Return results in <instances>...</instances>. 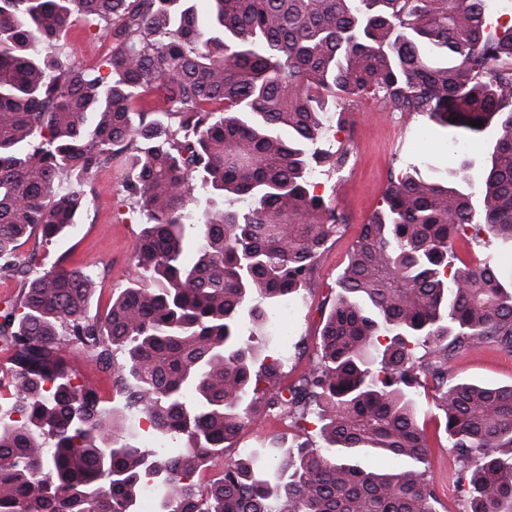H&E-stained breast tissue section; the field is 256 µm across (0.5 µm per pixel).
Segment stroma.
<instances>
[{"label":"stroma","instance_id":"1","mask_svg":"<svg viewBox=\"0 0 512 512\" xmlns=\"http://www.w3.org/2000/svg\"><path fill=\"white\" fill-rule=\"evenodd\" d=\"M318 148L349 150V161L340 169L326 166L315 170L316 192L348 218L347 224L326 244L303 300L291 303L283 313L288 324V363L283 383L294 382L317 358L319 332L335 297V284L349 259L364 224L382 210L383 191L391 175L407 162L418 166L451 164L457 153L478 157L481 141L465 139L442 128L427 117L400 118L376 100L364 98L350 111L329 113L317 141ZM125 169L113 167L98 173L93 181V199L77 215L74 232L44 241L32 235L21 245L20 254L32 252L54 262L68 257L70 265L107 276L93 297L91 312H103L113 293L132 286L135 252L141 232L138 213L121 206ZM458 378L492 385L512 383V353L491 342H476L459 351L450 363ZM420 419L431 437L427 476L438 494L437 512H463L465 503L451 478L460 462L444 437L442 413L432 393L417 397Z\"/></svg>","mask_w":512,"mask_h":512}]
</instances>
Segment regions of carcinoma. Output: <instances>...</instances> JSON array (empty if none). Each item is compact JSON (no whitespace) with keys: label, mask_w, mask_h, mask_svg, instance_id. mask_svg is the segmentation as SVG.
I'll return each instance as SVG.
<instances>
[{"label":"carcinoma","mask_w":512,"mask_h":512,"mask_svg":"<svg viewBox=\"0 0 512 512\" xmlns=\"http://www.w3.org/2000/svg\"><path fill=\"white\" fill-rule=\"evenodd\" d=\"M207 2L204 27L194 0H0V279L20 288L0 308V512H138L148 489L156 512H436L407 392L423 380L467 512H512V384L448 380L474 341L512 352V282L453 263L460 240L512 245V17L491 0ZM75 16L104 40L101 65L66 52ZM365 95L498 135L478 163L389 180L320 359L283 385L277 314L345 222L311 178L348 152L314 145L330 105ZM114 163L129 169L122 202L144 217L137 284L91 317V272L16 250L36 230L76 229L90 177ZM197 194L209 207L193 217ZM77 360L108 374L122 419L95 384L74 383ZM264 414L288 419L291 442L202 483ZM368 455L408 467L366 468Z\"/></svg>","instance_id":"cac0c4a2"}]
</instances>
